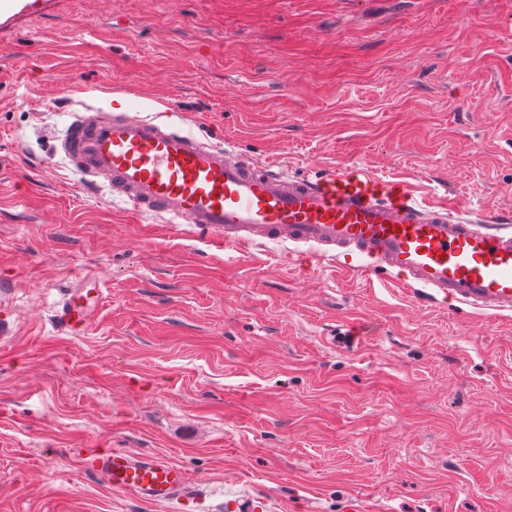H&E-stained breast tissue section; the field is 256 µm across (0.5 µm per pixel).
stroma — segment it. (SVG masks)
Here are the masks:
<instances>
[{
  "label": "stroma",
  "mask_w": 512,
  "mask_h": 512,
  "mask_svg": "<svg viewBox=\"0 0 512 512\" xmlns=\"http://www.w3.org/2000/svg\"><path fill=\"white\" fill-rule=\"evenodd\" d=\"M175 104L292 177L512 211V0H13L0 10V512H512V316L227 248L76 188L77 102ZM108 287L81 336L53 311ZM178 464L188 504L91 468Z\"/></svg>",
  "instance_id": "35a3bbf8"
}]
</instances>
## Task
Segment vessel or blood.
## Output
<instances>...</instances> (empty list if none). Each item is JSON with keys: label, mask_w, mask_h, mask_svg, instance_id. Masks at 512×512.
<instances>
[{"label": "vessel or blood", "mask_w": 512, "mask_h": 512, "mask_svg": "<svg viewBox=\"0 0 512 512\" xmlns=\"http://www.w3.org/2000/svg\"><path fill=\"white\" fill-rule=\"evenodd\" d=\"M80 183L102 184L141 213L218 237L228 248L294 245L298 260L391 272L431 302L512 315V219L472 216L419 201L406 187L342 167L291 178L196 134L177 108L147 114L122 103L81 104L54 145ZM56 323L82 335L103 295L82 276ZM92 468L113 488L164 502L181 494L176 465L129 451L98 454Z\"/></svg>", "instance_id": "b4317fda"}]
</instances>
